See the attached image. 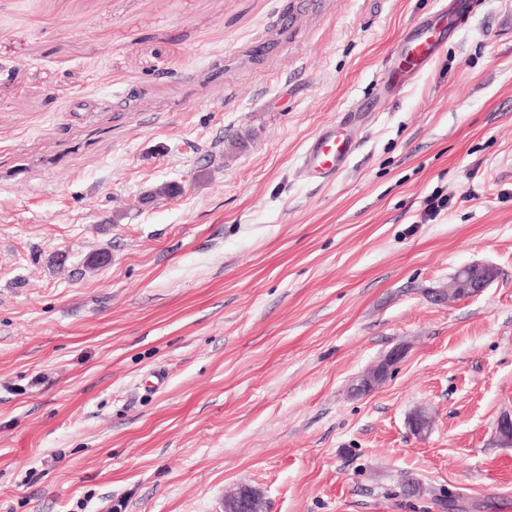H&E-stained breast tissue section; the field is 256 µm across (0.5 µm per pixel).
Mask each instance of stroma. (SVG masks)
<instances>
[{"mask_svg": "<svg viewBox=\"0 0 512 512\" xmlns=\"http://www.w3.org/2000/svg\"><path fill=\"white\" fill-rule=\"evenodd\" d=\"M471 2L390 97L448 0H0V512H512V0ZM455 29V21L448 12L447 17H438L411 31L405 39L400 63L390 76L393 88L403 89L414 74L440 53ZM356 148L351 134L329 126L318 132L307 145L302 156L303 164L309 174L328 179L345 167ZM496 267L468 264L460 267L448 284V298H471L480 295L497 278ZM403 357V351L399 348L393 349L386 355L384 359H382L379 363H377L374 367H372L361 379L357 386L360 383L365 384L367 389L364 387H360L361 392H370L376 389L379 385H381L391 373L393 367L399 363V361ZM259 498L263 496L251 489L240 487L227 495L224 512H268L266 508H257Z\"/></svg>", "mask_w": 512, "mask_h": 512, "instance_id": "stroma-1", "label": "stroma"}]
</instances>
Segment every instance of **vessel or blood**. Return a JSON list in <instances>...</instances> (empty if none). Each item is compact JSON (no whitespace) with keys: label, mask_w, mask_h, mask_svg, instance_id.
Returning a JSON list of instances; mask_svg holds the SVG:
<instances>
[{"label":"vessel or blood","mask_w":512,"mask_h":512,"mask_svg":"<svg viewBox=\"0 0 512 512\" xmlns=\"http://www.w3.org/2000/svg\"><path fill=\"white\" fill-rule=\"evenodd\" d=\"M455 29L453 17L441 16L411 31L400 63L390 77L394 89H403L414 74L436 57ZM356 148L351 134L329 126L318 132L307 145L302 156L303 164L309 174L328 179L345 167Z\"/></svg>","instance_id":"b4317fda"}]
</instances>
